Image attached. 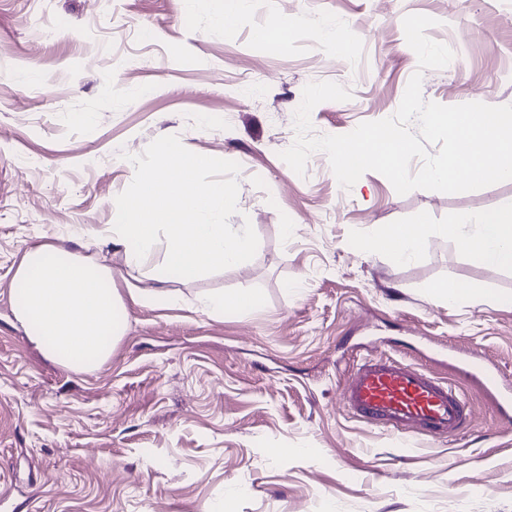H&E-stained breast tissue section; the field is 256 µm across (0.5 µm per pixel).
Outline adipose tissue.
<instances>
[{
	"mask_svg": "<svg viewBox=\"0 0 512 512\" xmlns=\"http://www.w3.org/2000/svg\"><path fill=\"white\" fill-rule=\"evenodd\" d=\"M206 163L184 155L177 143L164 145L139 191L115 212L112 244L129 271L140 270L145 256L159 247L164 269L182 282L249 259L250 234L231 236L223 224L205 219L224 198L223 185L196 183L194 173ZM442 231L473 262L512 269V205L443 225ZM377 246L402 262L423 249L424 236L420 225H393ZM14 278L26 292L15 311L17 321L48 358L76 372L95 369L111 355L124 334L119 316L126 299L153 303L160 298L157 291L133 285L120 293L111 268L54 243L30 249Z\"/></svg>",
	"mask_w": 512,
	"mask_h": 512,
	"instance_id": "1",
	"label": "adipose tissue"
}]
</instances>
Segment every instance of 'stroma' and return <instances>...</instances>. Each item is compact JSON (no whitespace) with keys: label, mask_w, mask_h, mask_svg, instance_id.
Returning <instances> with one entry per match:
<instances>
[{"label":"stroma","mask_w":512,"mask_h":512,"mask_svg":"<svg viewBox=\"0 0 512 512\" xmlns=\"http://www.w3.org/2000/svg\"><path fill=\"white\" fill-rule=\"evenodd\" d=\"M222 7L0 0V512H512V432L464 373L486 367L512 390V269L471 262L435 230L405 262L373 246L389 225L510 204L512 182L401 195L369 171L346 189L322 152L293 172L280 154L294 125L278 121L313 81L352 92L314 108L313 134L394 115L419 71L409 14L437 19L427 36L455 53L419 71L424 100L512 104V0H244L220 25ZM280 20L286 42L258 39ZM169 141L211 158L195 179L223 184L221 220L254 251L190 283H153L162 254L147 256L142 287L174 300L127 301L111 357L73 372L16 321L15 269L92 227L86 255L122 273L106 233ZM444 279L473 295L448 304L430 290ZM242 291L260 307L198 308ZM385 355L456 385L464 427L436 438L349 414V368Z\"/></svg>","instance_id":"1"}]
</instances>
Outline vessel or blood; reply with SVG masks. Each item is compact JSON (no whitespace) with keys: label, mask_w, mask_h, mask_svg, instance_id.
I'll return each instance as SVG.
<instances>
[{"label":"vessel or blood","mask_w":512,"mask_h":512,"mask_svg":"<svg viewBox=\"0 0 512 512\" xmlns=\"http://www.w3.org/2000/svg\"><path fill=\"white\" fill-rule=\"evenodd\" d=\"M344 392L354 415L396 432L452 435L466 420L465 406L451 388L396 359L359 365Z\"/></svg>","instance_id":"vessel-or-blood-1"}]
</instances>
